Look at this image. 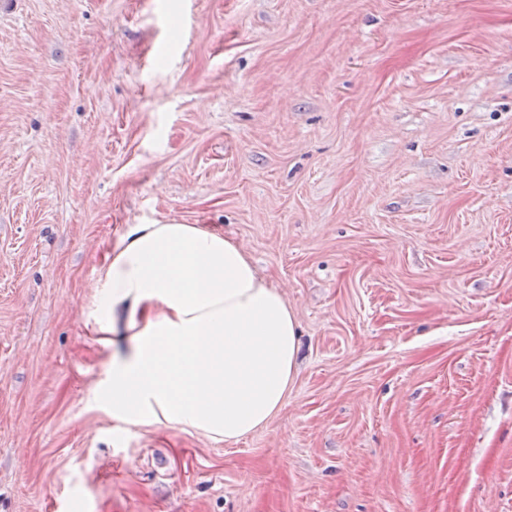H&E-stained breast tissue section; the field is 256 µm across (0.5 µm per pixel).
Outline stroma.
<instances>
[{
    "label": "stroma",
    "mask_w": 512,
    "mask_h": 512,
    "mask_svg": "<svg viewBox=\"0 0 512 512\" xmlns=\"http://www.w3.org/2000/svg\"><path fill=\"white\" fill-rule=\"evenodd\" d=\"M300 328L235 443L120 425L125 225ZM512 512V0H0V512Z\"/></svg>",
    "instance_id": "1"
}]
</instances>
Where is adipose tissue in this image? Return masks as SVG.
Wrapping results in <instances>:
<instances>
[{
	"instance_id": "ef3b65f1",
	"label": "adipose tissue",
	"mask_w": 512,
	"mask_h": 512,
	"mask_svg": "<svg viewBox=\"0 0 512 512\" xmlns=\"http://www.w3.org/2000/svg\"><path fill=\"white\" fill-rule=\"evenodd\" d=\"M92 326L112 348V414L232 443L266 426L297 375L298 321L250 255L203 224H129Z\"/></svg>"
}]
</instances>
